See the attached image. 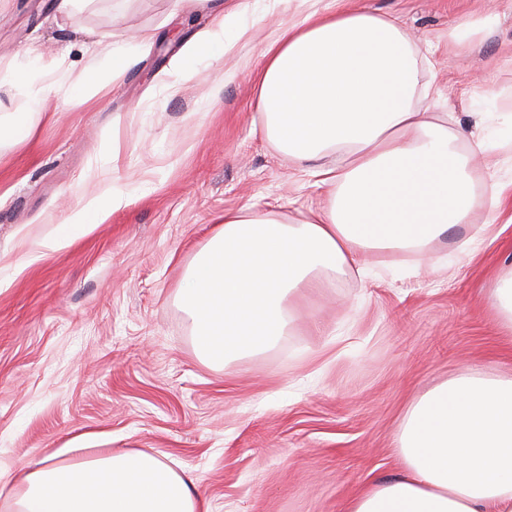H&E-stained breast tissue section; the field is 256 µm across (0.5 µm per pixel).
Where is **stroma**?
<instances>
[{"label":"stroma","instance_id":"obj_1","mask_svg":"<svg viewBox=\"0 0 512 512\" xmlns=\"http://www.w3.org/2000/svg\"><path fill=\"white\" fill-rule=\"evenodd\" d=\"M50 3L0 0V69L35 41L45 70L75 79L92 66L99 80L49 99L24 142H0V465L91 458L97 449L66 444L97 434L192 476L208 512H344L358 488L398 474L395 438L413 400L460 368L512 374V334L488 302L512 268V219L490 207L464 226L487 229L473 252L437 245L421 260L385 258L368 278L347 271L326 295L305 292L274 348L205 365L179 301L193 256L225 211L294 224L321 200L262 134L253 88L265 44L308 0H224L239 13L225 52L189 78L170 62L211 22L191 0H86L65 21ZM352 4L398 17L431 48L427 104L449 113L479 190L511 182L512 11L458 51L452 19L485 0ZM144 29L157 40L120 81L87 50L94 34L132 48ZM225 72L235 78L211 100ZM477 109L492 117L481 153L469 137ZM110 184L124 200L103 223L31 261L35 242Z\"/></svg>","mask_w":512,"mask_h":512}]
</instances>
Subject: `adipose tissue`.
I'll use <instances>...</instances> for the list:
<instances>
[{
    "mask_svg": "<svg viewBox=\"0 0 512 512\" xmlns=\"http://www.w3.org/2000/svg\"><path fill=\"white\" fill-rule=\"evenodd\" d=\"M212 26L186 41L174 62L191 74L224 54L235 13L211 0ZM282 24L255 73L266 137L309 173L325 197L308 221L229 210L191 260L179 289L200 357L229 362L275 347L300 314L294 299L329 288L336 274L368 270L370 256L428 246L466 223L484 198L435 113L420 110L422 54L397 20L314 0ZM28 113L66 90L37 60L6 68ZM122 192L108 187L37 244L57 251L90 233ZM402 470L372 482L345 512H512V376L453 374L418 398L396 436ZM7 512H201L192 479L156 456L106 453L78 463L47 457L0 468Z\"/></svg>",
    "mask_w": 512,
    "mask_h": 512,
    "instance_id": "obj_1",
    "label": "adipose tissue"
}]
</instances>
